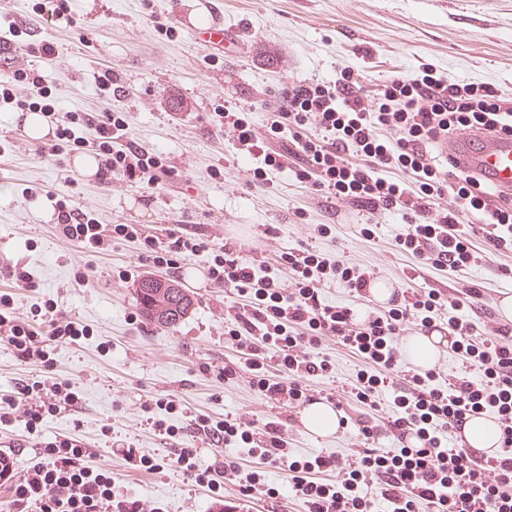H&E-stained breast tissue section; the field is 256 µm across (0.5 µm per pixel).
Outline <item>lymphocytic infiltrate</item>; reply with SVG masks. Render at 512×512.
<instances>
[{"label":"lymphocytic infiltrate","instance_id":"f902f5d3","mask_svg":"<svg viewBox=\"0 0 512 512\" xmlns=\"http://www.w3.org/2000/svg\"><path fill=\"white\" fill-rule=\"evenodd\" d=\"M20 84L34 90L41 79L17 70L0 80V99L22 110L56 112L54 100L18 95ZM220 119L237 155L257 160V184L270 186L273 172L289 169L325 199L400 212L405 230L395 245L418 264L383 306L372 303L368 291L373 271L309 248L256 263L247 259L245 243L225 237L208 276L234 296L224 309V334L245 358L244 365L225 366V383L243 377L268 401L297 407L309 398L310 380L332 373L321 347L335 339L363 363L345 395L335 399L340 425L354 429L360 444L345 455L299 458L286 424L194 414L189 426L195 434L237 445L241 453L204 464L197 449L177 448L171 465L210 494L233 486L257 501L280 499L269 473L286 471L285 495L301 502L304 512H512V324L492 319L478 326L466 311L482 299L481 289L469 284L447 292L428 286L423 275L434 269L460 277L486 261L461 230L472 222L482 226L494 253L512 254V204L486 180L443 167L434 156L440 140L462 132L512 136V98L425 64L412 76H386L371 91L345 70L329 81L289 80L263 130L243 108L225 109ZM88 124L104 156L101 182L119 177L151 189L168 176L160 155L128 140L126 116L116 111L93 121L70 113L68 126L58 128L56 143L44 145V152L57 156L65 145L82 147L76 131ZM57 209L65 238L92 253L107 251L117 239L139 241L154 265L172 270L179 258L209 248L184 224L168 230L165 240L146 241L138 225L97 224L70 195H61ZM336 284L368 302L367 314L325 303L324 288ZM436 325L461 357L463 371L445 377L432 368L400 365L395 338ZM89 334L85 326L54 318L48 333H41L16 316L11 295L0 294V344L22 361L44 360V339L75 342ZM474 369L480 378L471 377ZM383 394L392 414L382 428L373 411ZM79 401L69 383L37 381L22 395H0V427L21 420L35 434L48 416ZM488 411L500 429L495 454L478 460L472 449L450 446L464 420ZM385 429L397 443L390 451L378 445ZM90 454L81 441L59 435L41 443L24 471L0 455V469L11 474L6 512H163L109 469L88 465Z\"/></svg>","mask_w":512,"mask_h":512}]
</instances>
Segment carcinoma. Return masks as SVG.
<instances>
[{
	"label": "carcinoma",
	"mask_w": 512,
	"mask_h": 512,
	"mask_svg": "<svg viewBox=\"0 0 512 512\" xmlns=\"http://www.w3.org/2000/svg\"><path fill=\"white\" fill-rule=\"evenodd\" d=\"M136 293L143 318L159 328L176 327L194 306L193 298L172 279L139 280Z\"/></svg>",
	"instance_id": "1"
}]
</instances>
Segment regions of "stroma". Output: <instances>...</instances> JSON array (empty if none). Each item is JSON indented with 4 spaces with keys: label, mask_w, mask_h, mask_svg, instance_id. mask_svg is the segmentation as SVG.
Instances as JSON below:
<instances>
[{
    "label": "stroma",
    "mask_w": 512,
    "mask_h": 512,
    "mask_svg": "<svg viewBox=\"0 0 512 512\" xmlns=\"http://www.w3.org/2000/svg\"><path fill=\"white\" fill-rule=\"evenodd\" d=\"M53 8L52 0H0V24L14 23L19 31L9 69L38 71L61 105L53 126L72 112L125 113L129 139L160 152L172 174L155 190L129 181L104 185L94 175L65 185L73 153L38 155V141L11 119L15 104L0 101V292L12 294L24 318L50 303L56 314L93 331L75 343L49 342L42 363L22 362L0 345V393L48 380L70 383L81 398L48 417L39 434L19 422L0 432V442L13 444L22 471L39 443L74 435L166 512H214L209 494L193 490L181 472H137L119 453L127 444L153 457L189 447L209 463L216 451L191 433L185 412L216 420L244 414L262 424L288 414L246 382L226 385L220 374L239 355L224 341V308L233 296L206 277L212 252L181 261L178 281L195 304L176 328H157L140 316L134 285L148 272L165 275V268L142 260L134 243L117 240L110 252L94 254L67 240L57 228L54 193L67 191L107 228L137 224L153 239L176 224L209 237L220 224L263 252L300 245L337 254L401 288L415 260L394 245L403 229L400 214L367 218L345 204L333 237L311 235L309 225L323 221L312 190L289 170L275 174L271 188L255 185L250 162L235 157L217 114L251 104L262 127L287 80H332L347 68L370 88L387 75H412L424 63L512 97V0H68L61 16ZM215 17L235 35L238 52L195 39L192 26ZM48 39L56 42L57 57L28 54L30 45ZM107 72L112 88L104 92L99 77ZM174 98L183 100V111H171ZM367 220L376 225L368 240L359 233ZM271 225L277 237L265 236ZM17 264L29 272L31 287L13 288L5 276ZM80 269L87 283L75 281ZM324 351L334 373L311 386L343 392L360 360L332 341ZM166 398L180 401L181 412L167 413ZM150 417L165 419L177 435L160 439L146 423ZM290 442L295 454L309 456L347 453L359 439L347 428L313 434L297 421Z\"/></svg>",
    "instance_id": "obj_1"
}]
</instances>
